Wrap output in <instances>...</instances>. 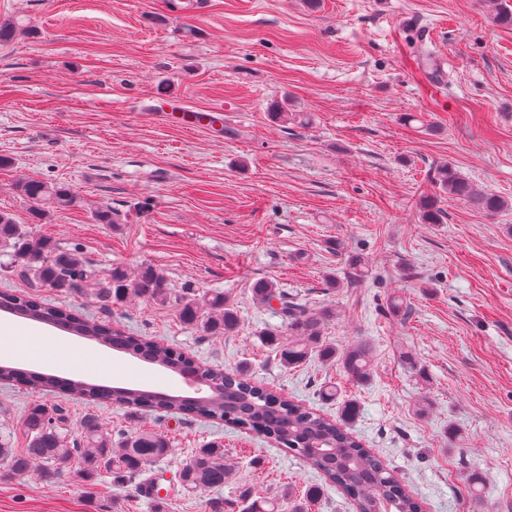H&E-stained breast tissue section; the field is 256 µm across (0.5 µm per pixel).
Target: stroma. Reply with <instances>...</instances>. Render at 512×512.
<instances>
[{"label":"stroma","instance_id":"stroma-1","mask_svg":"<svg viewBox=\"0 0 512 512\" xmlns=\"http://www.w3.org/2000/svg\"><path fill=\"white\" fill-rule=\"evenodd\" d=\"M8 20L33 31L0 45V210L100 270L149 263L174 287L222 291L240 327L210 336L169 307L34 290L14 272H0V291H35L209 365L247 364L254 382L331 419L355 401L353 432L426 512H512V206L489 216L433 180L449 163L512 203V27L493 23L485 0H0ZM423 49L440 82L419 70ZM174 100L220 113L221 126L154 112ZM277 109L311 123L273 122ZM30 179L69 188L76 206L35 214L18 189ZM424 197L443 223L424 221ZM105 206L119 223L94 222ZM352 254L363 259L356 278ZM260 279L334 308L325 337L340 349L368 343L371 383L315 356L282 366L258 338L282 324L253 298ZM0 323L16 328L0 348L71 347L69 365L51 356L39 371L187 390L172 372L50 326L3 312ZM330 383L339 392L328 401ZM31 400L24 385L0 386V441L23 447ZM42 401L61 408L72 436L93 415L116 436L163 434L171 450L119 484L74 467L51 480L0 477V512H242L248 490L305 502L313 486L307 512H354L299 455L256 433L55 392ZM213 441L231 467L223 488L180 487L179 470ZM468 473L479 477L474 498ZM149 478L165 502L141 495Z\"/></svg>","mask_w":512,"mask_h":512}]
</instances>
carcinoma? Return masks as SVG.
I'll list each match as a JSON object with an SVG mask.
<instances>
[{
	"instance_id": "cac0c4a2",
	"label": "carcinoma",
	"mask_w": 512,
	"mask_h": 512,
	"mask_svg": "<svg viewBox=\"0 0 512 512\" xmlns=\"http://www.w3.org/2000/svg\"><path fill=\"white\" fill-rule=\"evenodd\" d=\"M488 2L493 5L492 21L511 27L512 10L508 5L499 0ZM433 180L449 196L464 200L487 215H495L508 207L502 197L479 190L462 178L450 163L436 167ZM19 190L41 214L50 208H67L75 203L71 191L56 183L30 180L19 185ZM0 252L19 263L20 273L34 288H51L67 294L84 283H91L95 298L100 302L118 304L133 295L175 309L181 323L212 336H230L239 327L236 309L220 291H180L149 264L141 266L133 278L121 265L99 275L80 248H62L48 237L35 239L6 211H0ZM252 292L263 306L271 308L273 303H278L276 312L286 324L287 332L268 329L262 333V340L279 348L284 367H296L318 355L338 363L354 383L367 385L371 382L367 343L339 350L323 339L325 322L334 315L332 309L312 312L288 299V292L270 280L256 281ZM0 311L60 326L97 344L141 356L152 365L194 372L212 388L206 399L200 401L137 386L114 390L79 379L62 383L53 374H37L27 376L32 394L59 389L75 399L89 403L111 400L135 412L188 413L202 419L229 422L266 437L271 435L279 445L302 456L309 468L353 501L356 512H423L422 502L405 491L398 475L365 448L350 429L349 420L357 413L353 402L346 404L340 419H330L297 400L254 383L244 365L235 369L202 365L167 344L126 335L108 323L88 319L71 308L48 304L31 294L0 291ZM60 416L59 410L33 400L24 419L26 446L12 448L0 443L4 472L24 474L33 462L39 461L44 465L42 477L53 479L78 460L85 477L90 478L103 469L123 479L170 452V443L165 437L137 430L122 437L121 452L116 453L112 433L95 418L86 421L80 438L72 439L60 426ZM229 473L230 468L224 463L223 445L212 442L198 449L183 466L180 482L187 489L210 493L224 487ZM278 507L279 503L271 498L259 496L247 506L246 512H278Z\"/></svg>"
}]
</instances>
